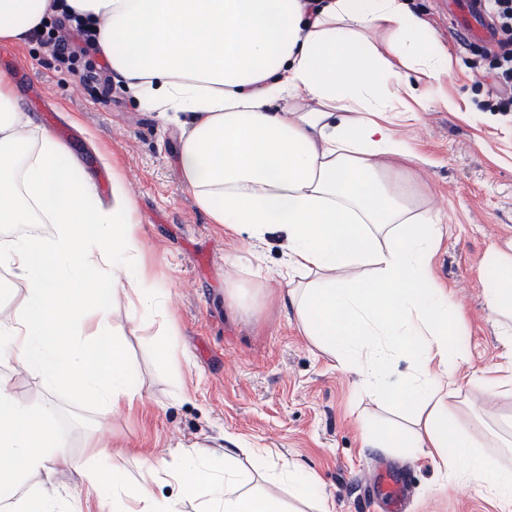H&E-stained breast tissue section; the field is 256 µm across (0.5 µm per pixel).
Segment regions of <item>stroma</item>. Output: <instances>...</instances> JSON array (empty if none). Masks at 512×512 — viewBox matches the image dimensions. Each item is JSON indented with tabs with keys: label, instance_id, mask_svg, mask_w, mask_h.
Returning a JSON list of instances; mask_svg holds the SVG:
<instances>
[{
	"label": "stroma",
	"instance_id": "obj_1",
	"mask_svg": "<svg viewBox=\"0 0 512 512\" xmlns=\"http://www.w3.org/2000/svg\"><path fill=\"white\" fill-rule=\"evenodd\" d=\"M413 6L433 52L447 53L448 68L435 76L411 72L412 84L435 104L417 108L415 118L394 120L392 129L417 157L413 188L423 208L445 229L433 270L457 306L456 343L467 358L461 371L481 375L451 402V413L461 427L483 435L485 455L512 471V392L492 397L483 383L487 376L512 375L501 319L486 304L492 283L483 267L490 243L512 241V112L481 109L490 86L476 83L469 68L480 48L464 42L443 17L442 0H413ZM0 74L31 119V140L52 114L72 131L68 149L90 178L103 167L120 175L142 226L149 285L163 289L174 315L165 342L177 361L163 365L150 336L130 321L125 297L113 294L111 278L98 280L100 299L129 353L130 381L141 394L133 407L115 413L67 390L46 389L12 358H0V371L14 376L16 395L57 408V448L107 472L112 453H122L133 486L149 478L143 458H159L154 495L178 499L181 512H202L209 500L204 490L179 498L168 477L182 448L193 444L219 460L225 449H235L246 489L273 493L285 512L297 501L287 485L267 477L294 464L313 477L332 512H384L368 482L377 470L405 482L407 512H512L493 495L491 478L443 482L429 456L411 460L395 448L363 446L360 420H387L390 412L362 393L355 374L304 336L292 311L282 307L287 284L276 277L285 258L281 237L250 238L213 223L197 206L178 165L183 128L174 113L146 106L117 79L111 102H103L99 88L60 67L35 39L21 45L1 40ZM448 99L457 111L445 107ZM256 252L272 275L262 290L249 267ZM256 448L268 449V458L257 461ZM47 486L73 512L112 505L110 484L88 491L72 469L50 479L30 473L0 503Z\"/></svg>",
	"mask_w": 512,
	"mask_h": 512
}]
</instances>
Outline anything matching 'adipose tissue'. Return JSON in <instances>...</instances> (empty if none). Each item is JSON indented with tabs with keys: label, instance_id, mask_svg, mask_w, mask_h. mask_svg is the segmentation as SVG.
I'll return each instance as SVG.
<instances>
[{
	"label": "adipose tissue",
	"instance_id": "1",
	"mask_svg": "<svg viewBox=\"0 0 512 512\" xmlns=\"http://www.w3.org/2000/svg\"><path fill=\"white\" fill-rule=\"evenodd\" d=\"M66 3L91 23L129 89L182 115V180L213 223L259 240L284 235L280 300L304 335L354 369L366 392L403 399L410 432L365 420V446L421 452L440 474L482 479L492 463L449 413L464 391L454 370L465 358L452 296L433 274L443 227L392 177V162L414 158L387 119L412 92L407 71L448 67L430 50L423 19L406 0ZM54 13L53 0H0V40L26 42ZM300 100L311 109L297 108ZM29 123L0 75V223L55 227L0 244V267L24 288L0 315V353L46 388H68L106 411L133 405L140 394L96 283L111 275L137 320L164 305L148 286L134 204L116 177L111 206L99 205L50 132L28 149ZM485 261L497 273L488 304L512 315V243L490 245ZM401 359L412 372L394 389L388 371ZM56 422L51 405L19 399L13 377L0 374V456L14 478L77 466L49 446ZM234 460L228 452L213 461L195 444L169 477L188 497L207 489L208 512H283L273 495L244 491ZM112 512L179 509L157 501L150 485L130 487L116 464Z\"/></svg>",
	"mask_w": 512,
	"mask_h": 512
}]
</instances>
